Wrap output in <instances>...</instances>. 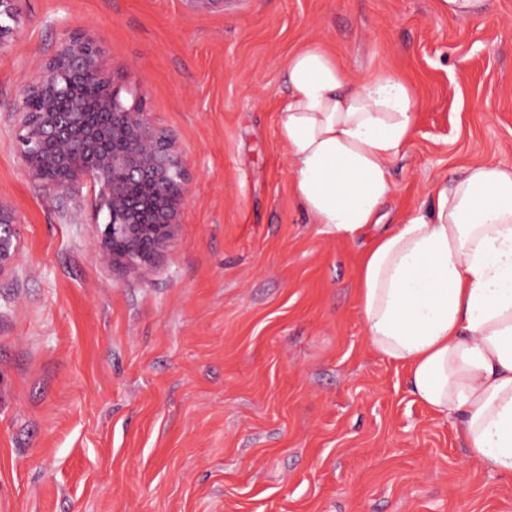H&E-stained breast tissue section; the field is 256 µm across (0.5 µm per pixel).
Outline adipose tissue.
Returning a JSON list of instances; mask_svg holds the SVG:
<instances>
[{
	"mask_svg": "<svg viewBox=\"0 0 512 512\" xmlns=\"http://www.w3.org/2000/svg\"><path fill=\"white\" fill-rule=\"evenodd\" d=\"M278 131L294 195L363 251L357 296L372 349L402 365L432 412L456 415L471 459L512 475V166L476 165L429 208L381 229L392 164L412 137V87L356 80L320 44L288 58Z\"/></svg>",
	"mask_w": 512,
	"mask_h": 512,
	"instance_id": "adipose-tissue-1",
	"label": "adipose tissue"
}]
</instances>
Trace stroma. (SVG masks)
Segmentation results:
<instances>
[{
    "label": "stroma",
    "instance_id": "35a3bbf8",
    "mask_svg": "<svg viewBox=\"0 0 512 512\" xmlns=\"http://www.w3.org/2000/svg\"><path fill=\"white\" fill-rule=\"evenodd\" d=\"M0 50V512H512L454 420L370 346L361 250L295 201L278 135L289 55L321 43L418 99L387 223L474 164L512 166V0H21ZM102 48L187 158L170 252L100 262L89 185L49 197L12 111L69 32ZM19 226L14 207L8 201L0 199V275L11 270L19 260Z\"/></svg>",
    "mask_w": 512,
    "mask_h": 512
}]
</instances>
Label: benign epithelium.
I'll use <instances>...</instances> for the list:
<instances>
[{"label": "benign epithelium", "mask_w": 512, "mask_h": 512, "mask_svg": "<svg viewBox=\"0 0 512 512\" xmlns=\"http://www.w3.org/2000/svg\"><path fill=\"white\" fill-rule=\"evenodd\" d=\"M20 0H0V49ZM194 11H222L224 0H184ZM94 82L103 93L90 98ZM85 32L62 39L23 86L13 113L25 173L63 196L80 182L96 192L105 221L98 255L108 265L140 269L176 242L188 193L187 159L142 101L128 102ZM21 238L14 207L0 198V275L18 262Z\"/></svg>", "instance_id": "obj_1"}]
</instances>
